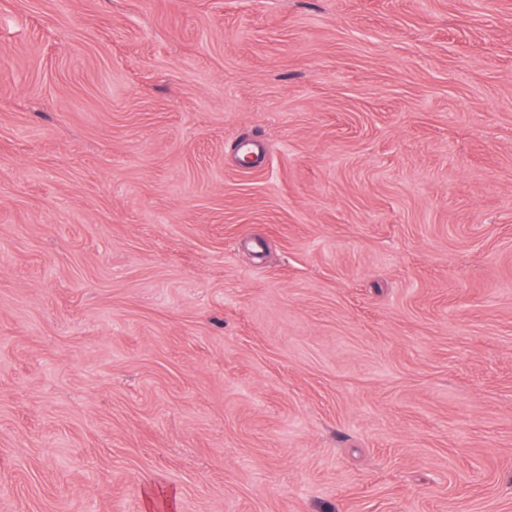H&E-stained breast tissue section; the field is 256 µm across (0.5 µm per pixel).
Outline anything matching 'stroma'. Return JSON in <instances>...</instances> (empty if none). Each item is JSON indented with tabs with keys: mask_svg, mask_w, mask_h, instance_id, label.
Instances as JSON below:
<instances>
[{
	"mask_svg": "<svg viewBox=\"0 0 512 512\" xmlns=\"http://www.w3.org/2000/svg\"><path fill=\"white\" fill-rule=\"evenodd\" d=\"M0 512H512V0H0Z\"/></svg>",
	"mask_w": 512,
	"mask_h": 512,
	"instance_id": "obj_1",
	"label": "stroma"
}]
</instances>
